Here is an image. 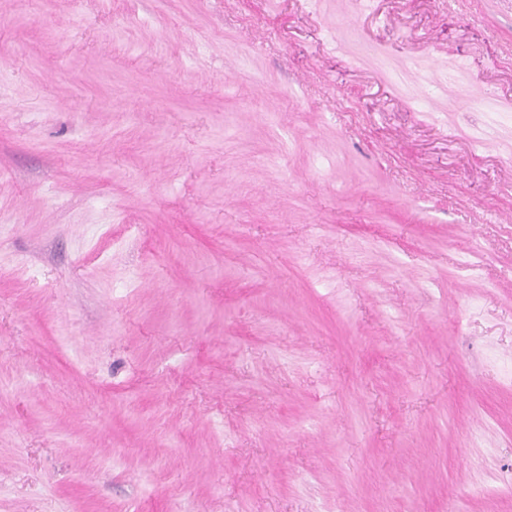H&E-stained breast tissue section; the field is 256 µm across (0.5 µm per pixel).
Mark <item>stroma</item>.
I'll use <instances>...</instances> for the list:
<instances>
[{"label":"stroma","instance_id":"obj_1","mask_svg":"<svg viewBox=\"0 0 512 512\" xmlns=\"http://www.w3.org/2000/svg\"><path fill=\"white\" fill-rule=\"evenodd\" d=\"M512 0H0V512H512Z\"/></svg>","mask_w":512,"mask_h":512}]
</instances>
